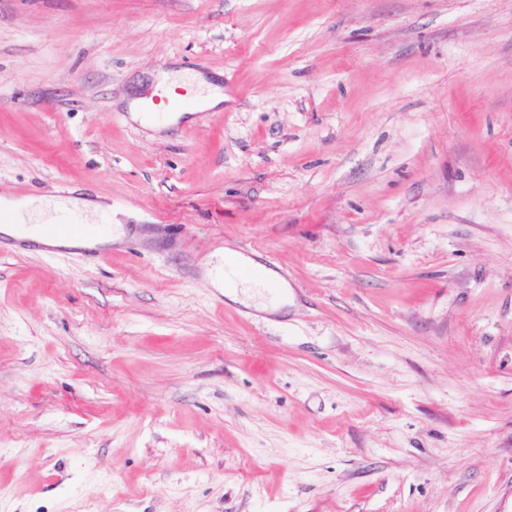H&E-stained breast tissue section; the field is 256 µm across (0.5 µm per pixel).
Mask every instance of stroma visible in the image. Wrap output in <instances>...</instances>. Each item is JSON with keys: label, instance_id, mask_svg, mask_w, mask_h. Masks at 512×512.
Masks as SVG:
<instances>
[{"label": "stroma", "instance_id": "35a3bbf8", "mask_svg": "<svg viewBox=\"0 0 512 512\" xmlns=\"http://www.w3.org/2000/svg\"><path fill=\"white\" fill-rule=\"evenodd\" d=\"M22 191L124 235L0 257V512H512V0H0ZM159 88L161 95L165 96L170 102L183 94L181 90H184V95L193 96L199 102L201 108H214L224 101V95L220 91H212L204 81H198L195 78L185 79L176 77L175 74L170 78L165 75ZM239 264L238 254L233 251L224 253L223 262L215 266L212 270L213 277L219 282H223L224 288L227 289L228 295H235L239 288H262L261 283H241L234 280V270Z\"/></svg>", "mask_w": 512, "mask_h": 512}]
</instances>
